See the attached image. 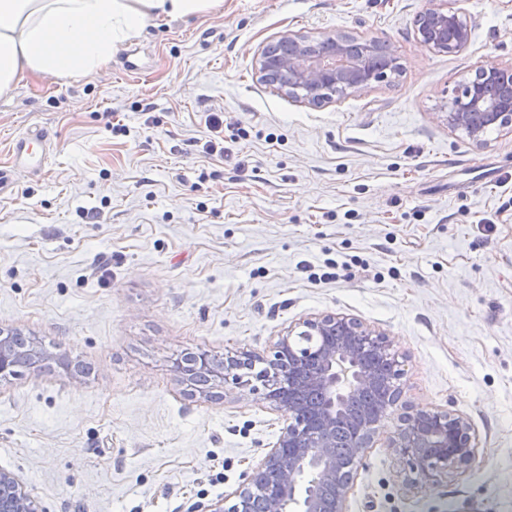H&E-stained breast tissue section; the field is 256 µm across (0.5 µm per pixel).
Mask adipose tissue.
Returning a JSON list of instances; mask_svg holds the SVG:
<instances>
[{
	"label": "adipose tissue",
	"instance_id": "ef3b65f1",
	"mask_svg": "<svg viewBox=\"0 0 512 512\" xmlns=\"http://www.w3.org/2000/svg\"><path fill=\"white\" fill-rule=\"evenodd\" d=\"M224 0H0V95L25 74L76 78L108 65L154 19L222 10Z\"/></svg>",
	"mask_w": 512,
	"mask_h": 512
}]
</instances>
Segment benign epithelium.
I'll return each mask as SVG.
<instances>
[{"label": "benign epithelium", "instance_id": "obj_1", "mask_svg": "<svg viewBox=\"0 0 512 512\" xmlns=\"http://www.w3.org/2000/svg\"><path fill=\"white\" fill-rule=\"evenodd\" d=\"M471 38L466 15L448 0H431L418 15L417 39L426 49L451 53ZM327 34L326 51H312L316 42L298 33H284L277 43L280 75L272 84L310 105L335 95L362 91L387 78L397 62L393 46L383 52L387 64L373 65L377 42ZM448 127L482 143L491 127L512 125V67L480 68L462 85L443 115ZM21 355L32 369L49 356L28 345ZM403 354L385 331L343 313L307 317L277 337L271 355L241 352L220 358L199 350L173 362L189 387L205 376L232 384L264 399L285 417L276 441L237 488L196 512H248L254 489L263 487L262 512H347L357 476V463L374 447L384 422L393 419L387 447L408 489L431 488L450 475H463L476 463L480 437L470 418L439 407H418L401 401ZM256 364L275 373L272 383L256 376L252 384L242 370ZM0 512H43L37 497L11 471L0 468Z\"/></svg>", "mask_w": 512, "mask_h": 512}]
</instances>
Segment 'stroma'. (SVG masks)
I'll list each match as a JSON object with an SVG mask.
<instances>
[{
    "mask_svg": "<svg viewBox=\"0 0 512 512\" xmlns=\"http://www.w3.org/2000/svg\"><path fill=\"white\" fill-rule=\"evenodd\" d=\"M428 5L224 0L150 21L86 78L0 96V163L27 129L56 133L0 194V328L91 368L0 381V468L48 512H192L237 487L282 414L231 387L190 396L172 361L261 354L321 313L386 330L404 401L467 415L483 448L408 491L378 440L348 512H512V131L479 145L441 118L476 69L512 64V0H461L472 37L448 54L416 39ZM286 31L390 43L400 71L304 104L256 66ZM328 261L339 279L317 281Z\"/></svg>",
    "mask_w": 512,
    "mask_h": 512,
    "instance_id": "35a3bbf8",
    "label": "stroma"
}]
</instances>
